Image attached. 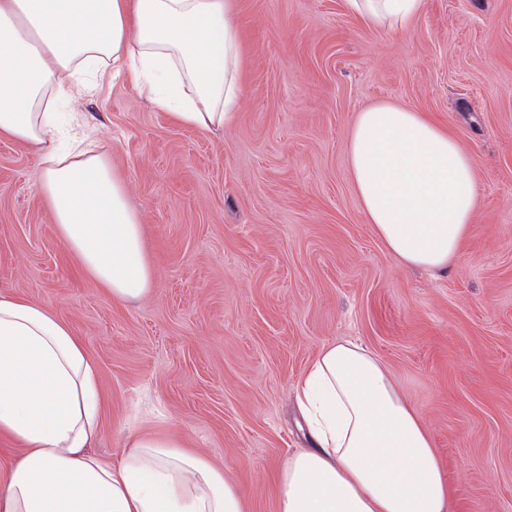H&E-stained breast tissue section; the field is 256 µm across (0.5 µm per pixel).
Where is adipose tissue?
<instances>
[{
    "label": "adipose tissue",
    "mask_w": 512,
    "mask_h": 512,
    "mask_svg": "<svg viewBox=\"0 0 512 512\" xmlns=\"http://www.w3.org/2000/svg\"><path fill=\"white\" fill-rule=\"evenodd\" d=\"M234 0H0V137L26 144L64 247L113 300L148 296L155 272L109 157L67 147L64 105L131 82L178 123H233L241 99ZM402 31L421 0H347ZM363 213L401 264L447 269L477 203L471 156L424 113L359 112L346 147ZM312 446L278 474L279 512H452L429 435L386 368L350 341L322 349L295 384ZM97 367L49 305L0 294V433L24 451L0 479V512H244L222 468L180 439L140 430L115 463Z\"/></svg>",
    "instance_id": "adipose-tissue-1"
}]
</instances>
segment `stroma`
I'll return each instance as SVG.
<instances>
[{
    "instance_id": "35a3bbf8",
    "label": "stroma",
    "mask_w": 512,
    "mask_h": 512,
    "mask_svg": "<svg viewBox=\"0 0 512 512\" xmlns=\"http://www.w3.org/2000/svg\"><path fill=\"white\" fill-rule=\"evenodd\" d=\"M236 120L175 123L115 79L76 109L128 185L154 290L113 302L60 242L31 149L0 139V293L53 306L95 360V451L157 430L224 470L246 512L311 440L294 384L352 340L428 431L453 512H512V0H422L394 35L346 0H234ZM431 115L472 157L473 224L446 271L401 265L367 224L346 146L357 112Z\"/></svg>"
}]
</instances>
